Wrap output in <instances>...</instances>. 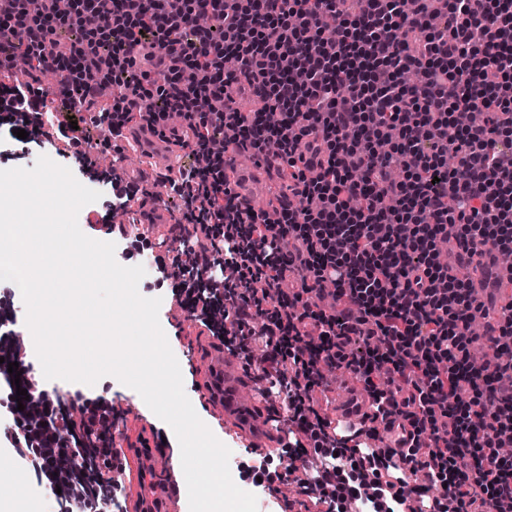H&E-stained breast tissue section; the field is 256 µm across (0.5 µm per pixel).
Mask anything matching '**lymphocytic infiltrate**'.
I'll list each match as a JSON object with an SVG mask.
<instances>
[{
	"label": "lymphocytic infiltrate",
	"mask_w": 512,
	"mask_h": 512,
	"mask_svg": "<svg viewBox=\"0 0 512 512\" xmlns=\"http://www.w3.org/2000/svg\"><path fill=\"white\" fill-rule=\"evenodd\" d=\"M19 55L30 79L9 87L13 111L44 105L48 71L72 111L108 98L95 124L59 125L80 149L97 126L143 122L162 139L175 113L191 129L182 218L204 231L202 268L231 275L222 312L206 291L186 309L281 399L302 494L405 512L420 475L422 512H512V360L471 361L481 304L436 249L451 236L512 252V0H0V70ZM252 77L257 106H226ZM223 138L280 159L297 204L243 206ZM328 368L362 383L376 415L408 417L406 453L332 429L313 399ZM0 418L13 426L0 447L56 512L80 503L56 493L69 473L113 468L111 407L72 410L3 363Z\"/></svg>",
	"instance_id": "f902f5d3"
}]
</instances>
